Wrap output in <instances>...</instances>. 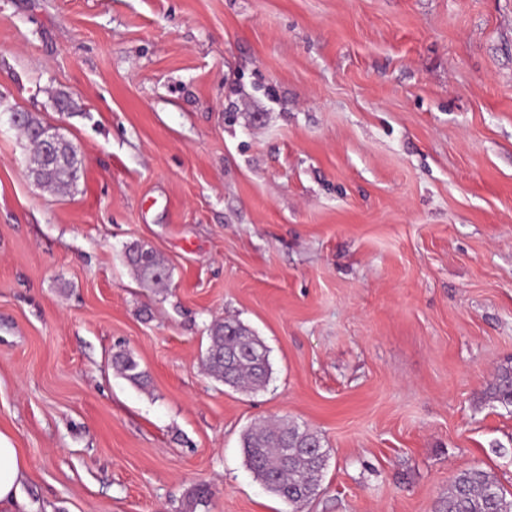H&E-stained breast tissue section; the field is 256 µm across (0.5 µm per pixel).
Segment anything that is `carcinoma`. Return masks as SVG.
I'll use <instances>...</instances> for the list:
<instances>
[{
  "instance_id": "carcinoma-1",
  "label": "carcinoma",
  "mask_w": 512,
  "mask_h": 512,
  "mask_svg": "<svg viewBox=\"0 0 512 512\" xmlns=\"http://www.w3.org/2000/svg\"><path fill=\"white\" fill-rule=\"evenodd\" d=\"M25 124L18 130L31 144L30 176L37 177L42 186L65 190L80 180L84 162L72 153L71 142L59 145L65 163H55L43 155L42 143L35 132L46 127L36 115L25 113ZM127 259L138 275L155 285L165 284L171 277L167 265L150 247L133 244L128 247ZM260 348L269 357L265 343L249 328L237 321H217L208 328V346L204 363L207 372L224 384L243 390L257 391L266 387L271 376L270 361L256 364L243 356L230 369L224 366V353L237 348ZM112 365L126 380L139 384L143 372L134 356L124 350L112 356ZM483 396L512 406V359L501 364L488 383ZM323 446L321 437L306 427L281 419L259 423L243 433L241 448L245 465L268 492L286 505L288 512H303L306 503L319 492L327 466L328 452L318 458L300 450L292 461L285 462L281 448L284 441ZM440 512H512V492L507 491L494 473L473 467L457 473L448 486Z\"/></svg>"
}]
</instances>
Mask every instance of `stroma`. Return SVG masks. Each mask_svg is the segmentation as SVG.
<instances>
[{"instance_id": "stroma-1", "label": "stroma", "mask_w": 512, "mask_h": 512, "mask_svg": "<svg viewBox=\"0 0 512 512\" xmlns=\"http://www.w3.org/2000/svg\"><path fill=\"white\" fill-rule=\"evenodd\" d=\"M0 107L85 168L38 188L0 123L10 512H185L200 484L197 512H287L241 448L276 418L328 452L306 512H438L477 465L512 490L482 396L512 356V0H0ZM216 320L264 341V390L207 373ZM127 259L142 279L155 285H165L171 277L164 261L146 245L136 243L128 247ZM112 365L126 380L134 384L142 382L143 372L140 370V364L131 353L124 350L116 352L112 356ZM24 471L20 448H14L0 434V506H6L14 501Z\"/></svg>"}]
</instances>
